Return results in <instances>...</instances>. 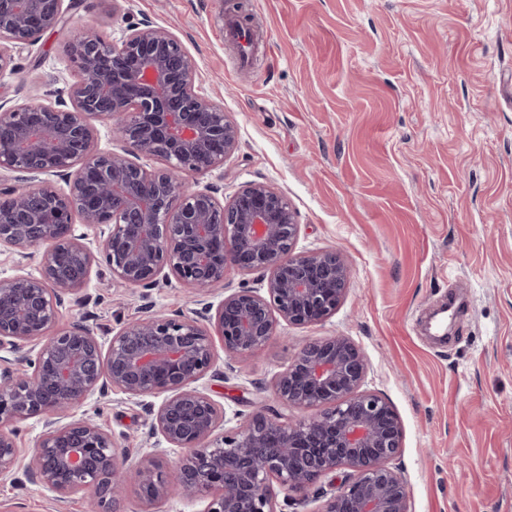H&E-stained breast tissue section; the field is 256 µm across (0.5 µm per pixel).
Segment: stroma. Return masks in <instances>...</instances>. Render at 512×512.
Instances as JSON below:
<instances>
[{
    "mask_svg": "<svg viewBox=\"0 0 512 512\" xmlns=\"http://www.w3.org/2000/svg\"><path fill=\"white\" fill-rule=\"evenodd\" d=\"M38 43L13 48L0 105L80 77L68 46L85 28L120 46L151 24L180 40L200 91L238 127L223 167L198 174L228 202L264 182L301 226L298 250H338L351 277L328 319L280 326L257 354L202 381L236 414L276 406L275 373L307 342L350 337L367 389L399 415L395 464L411 512H512V0H64ZM85 316L102 343L150 310L186 315L177 281L129 288L94 264ZM459 314L447 344L427 315L447 297ZM125 449L128 467L157 455L172 483L180 449L155 442L144 399L93 395L74 411ZM87 493L58 498L23 473L0 481V512H86Z\"/></svg>",
    "mask_w": 512,
    "mask_h": 512,
    "instance_id": "stroma-1",
    "label": "stroma"
}]
</instances>
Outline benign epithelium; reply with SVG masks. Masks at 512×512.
<instances>
[{
    "label": "benign epithelium",
    "instance_id": "obj_1",
    "mask_svg": "<svg viewBox=\"0 0 512 512\" xmlns=\"http://www.w3.org/2000/svg\"><path fill=\"white\" fill-rule=\"evenodd\" d=\"M63 0H0V72L11 48L33 44L62 21ZM81 79L69 102L38 94L0 106V169L59 173L51 182L0 191V248L40 254L39 275L0 280V479L24 469L28 481L64 498L86 491L91 512H118L135 479L149 504L172 489L149 461L130 472L112 434L70 411L90 396L119 391L164 396L152 435L184 451L177 492L205 502L202 512H279L273 482L297 505L323 478H343L321 512H409V491L391 466L403 439L401 420L378 394L363 389L367 362L347 336L306 344L271 382L276 398L313 414L288 423L272 409L218 432L219 404L197 383L212 371L213 324L233 359L262 349L280 324L322 322L336 312L350 270L335 251L298 252L300 224L283 195L254 182L225 204L218 189L179 179L224 165L238 129L224 108L196 87V65L161 27L129 30L118 48L94 28L69 44ZM111 122L119 148H95L91 120ZM157 157L164 167L137 163ZM96 231L110 277L151 288L174 277L205 296L230 269L260 273L266 294L243 288L195 316L162 309L131 322L102 347L79 318L58 328L65 299L80 295L96 262L75 234L74 219ZM43 422L27 465L11 424Z\"/></svg>",
    "mask_w": 512,
    "mask_h": 512
}]
</instances>
